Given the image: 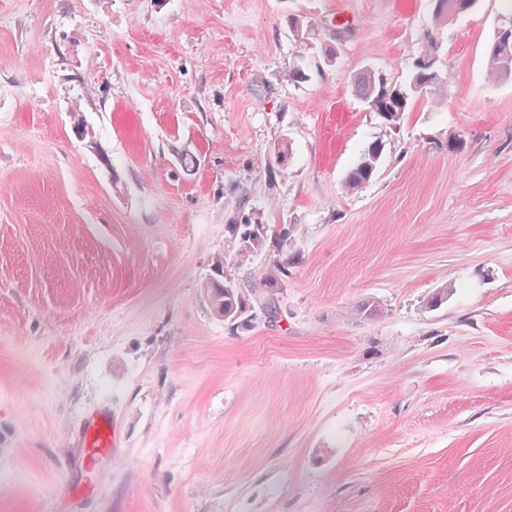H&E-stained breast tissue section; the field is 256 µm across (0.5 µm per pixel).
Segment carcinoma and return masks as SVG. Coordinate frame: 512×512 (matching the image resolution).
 <instances>
[{"label": "carcinoma", "instance_id": "obj_1", "mask_svg": "<svg viewBox=\"0 0 512 512\" xmlns=\"http://www.w3.org/2000/svg\"><path fill=\"white\" fill-rule=\"evenodd\" d=\"M486 59L491 78L501 80L512 77V11L498 23L488 45ZM447 83V76L438 70H427L415 63L406 87H392L382 76L368 71L357 80L356 90L366 101L377 105V112L382 114L386 124L395 127L400 121L401 112L407 109L410 93L415 88L426 85L432 89L430 96L433 97L443 92ZM382 152L383 146L379 142H372L364 148L348 171L345 180L347 189L357 190L372 180L379 168ZM226 230L234 241V261L237 263L244 262L262 250L268 241L266 227L262 224H228ZM224 261L226 258L220 256L214 262L219 279L206 283V291L215 310L224 320L243 325L251 293L239 287L234 280L224 278Z\"/></svg>", "mask_w": 512, "mask_h": 512}]
</instances>
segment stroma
<instances>
[{
  "mask_svg": "<svg viewBox=\"0 0 512 512\" xmlns=\"http://www.w3.org/2000/svg\"><path fill=\"white\" fill-rule=\"evenodd\" d=\"M503 13L0 0V512H512ZM424 52L447 91L389 127L354 82ZM233 222L272 234L243 266ZM218 256L255 288L288 265L249 326L211 307ZM509 14L498 23L486 52L487 71L491 78L512 77V1ZM383 146L379 142L367 145L358 160L348 171L345 186L354 191L369 183L375 176L382 157ZM82 448L89 450L88 458H94L95 450L109 451L112 449V424L107 418H98L87 422L82 436Z\"/></svg>",
  "mask_w": 512,
  "mask_h": 512,
  "instance_id": "1",
  "label": "stroma"
}]
</instances>
